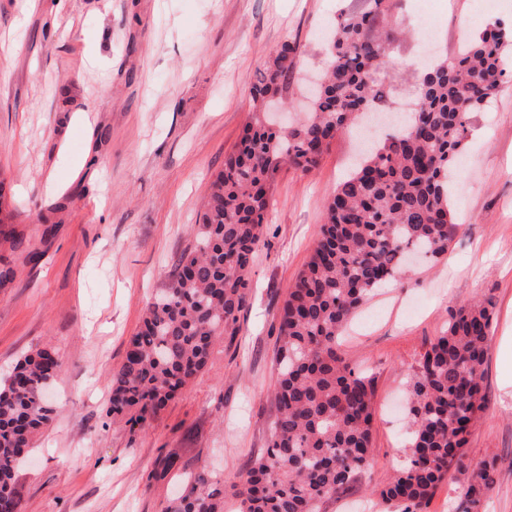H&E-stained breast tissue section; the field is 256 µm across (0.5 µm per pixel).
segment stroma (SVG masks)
<instances>
[{
  "label": "stroma",
  "instance_id": "35a3bbf8",
  "mask_svg": "<svg viewBox=\"0 0 512 512\" xmlns=\"http://www.w3.org/2000/svg\"><path fill=\"white\" fill-rule=\"evenodd\" d=\"M361 3L0 0V219L27 239L23 251L0 243L15 270L0 288V374L44 347L61 363L54 420L18 472V512H164L179 475L201 470L223 482L233 512L234 487L276 414L277 312L362 147L357 135L333 141L310 173L276 174L236 353L216 344L208 368L142 427L108 416L112 374L194 242L210 183L251 119L255 72L296 42L299 62L277 99L302 117L340 9ZM487 15L512 25V0H391L379 26L398 34L394 65L379 78L395 87L394 111L415 98L429 53L452 55ZM448 187L458 229L447 253L379 291L344 337L348 362L377 377L373 445L353 486L321 512L375 503L403 459L409 369L449 310L485 293L496 312L489 406L465 452L495 467L485 512H512V78L473 117ZM46 217L56 226L48 239ZM166 464L167 479L155 480Z\"/></svg>",
  "mask_w": 512,
  "mask_h": 512
}]
</instances>
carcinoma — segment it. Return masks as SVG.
<instances>
[{
    "label": "carcinoma",
    "mask_w": 512,
    "mask_h": 512,
    "mask_svg": "<svg viewBox=\"0 0 512 512\" xmlns=\"http://www.w3.org/2000/svg\"><path fill=\"white\" fill-rule=\"evenodd\" d=\"M388 9L389 0H365L340 15L324 83L295 125L270 127L266 109L296 65V44L282 42L256 73L251 122L210 185L196 243L180 256L112 375L113 419L144 425L208 367L218 341L237 350L275 175L284 164L310 172L337 137L387 100L376 74L388 63V37L377 26ZM511 48L512 27H488L424 71L409 123L388 133L327 200L317 244L279 308L276 415L268 448L241 476L237 512H318L367 464L377 380L350 365L339 340L377 288L407 273L409 253L436 260L448 251L458 227L448 170L472 115L509 76ZM493 318L490 296L452 310L408 374L405 460L376 491L386 509L422 512L461 469L467 438L487 408ZM59 369L56 354L43 348L0 377V512H17V474L34 438L53 421L45 389ZM467 472L456 512H483L492 466L475 464ZM165 512H224V483L205 471L185 473Z\"/></svg>",
    "instance_id": "cac0c4a2"
}]
</instances>
